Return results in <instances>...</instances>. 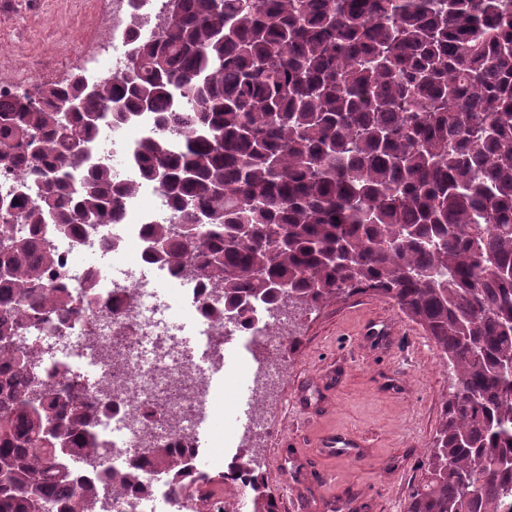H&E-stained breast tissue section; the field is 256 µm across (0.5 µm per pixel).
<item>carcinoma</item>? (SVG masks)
Listing matches in <instances>:
<instances>
[{
    "label": "carcinoma",
    "mask_w": 512,
    "mask_h": 512,
    "mask_svg": "<svg viewBox=\"0 0 512 512\" xmlns=\"http://www.w3.org/2000/svg\"><path fill=\"white\" fill-rule=\"evenodd\" d=\"M157 35L130 22L132 75L0 99V170L33 166L0 214V512H97L142 463L80 477L101 455L90 411L19 345L71 310L47 278L49 232L111 224L139 187L87 163L106 122L155 113L133 149L172 216L153 263L219 292V326L254 306L316 312L371 293L421 326L451 391L404 512H501L512 488V0H175ZM179 97L174 110L169 100ZM207 503L242 466L190 480ZM253 512H279L251 477Z\"/></svg>",
    "instance_id": "carcinoma-1"
}]
</instances>
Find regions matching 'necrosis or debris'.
<instances>
[{"mask_svg":"<svg viewBox=\"0 0 512 512\" xmlns=\"http://www.w3.org/2000/svg\"><path fill=\"white\" fill-rule=\"evenodd\" d=\"M154 130L151 113L103 126L89 143V161L112 167L118 177L137 172L131 149ZM167 197L150 182L127 198L114 230L81 225L52 235L60 262L59 279L76 294L73 311L32 327L22 340L43 351V370L65 367L90 408L98 410V429L106 442L103 469L145 459L150 449L184 454L191 477L223 472L229 447L243 431L268 432L260 419L247 429L235 421L227 397L248 388L260 397L277 371L267 361L232 362L214 347L215 336H243L269 352L286 343L287 318L254 312L248 328L233 321L216 326L206 309L213 293L195 281L149 259V227L169 210ZM95 289H87L88 278ZM223 383H215L216 373ZM210 426L208 445L198 437L200 419ZM206 468H199V459ZM145 495L107 498L106 512H140L144 501L162 502L166 512H191L154 467L142 471Z\"/></svg>","mask_w":512,"mask_h":512,"instance_id":"obj_1","label":"necrosis or debris"}]
</instances>
